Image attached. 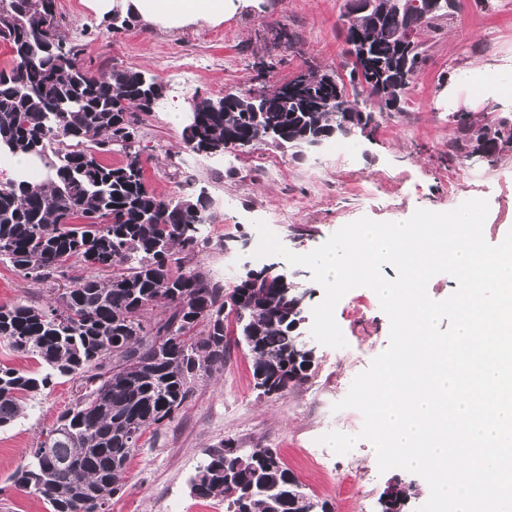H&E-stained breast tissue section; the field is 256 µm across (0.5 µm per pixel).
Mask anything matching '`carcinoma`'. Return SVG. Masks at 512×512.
Wrapping results in <instances>:
<instances>
[{"label":"carcinoma","mask_w":512,"mask_h":512,"mask_svg":"<svg viewBox=\"0 0 512 512\" xmlns=\"http://www.w3.org/2000/svg\"><path fill=\"white\" fill-rule=\"evenodd\" d=\"M415 0H400L380 24L357 16L344 32L349 81L308 69L265 90L260 102L243 94L213 112L197 102L198 121L183 129L196 153L249 148H306L318 137L357 135L341 126L329 100L341 94L357 121L373 113L348 97L376 98L385 109L401 100L409 78L424 61L423 43L409 42L402 67H393ZM18 25L3 36L11 62L0 68V157L33 153L50 159L40 182L11 179L0 193V261L23 276L51 281L79 263L89 274L40 303L0 306V339L35 358L40 373L0 366V429L24 412L21 396L36 397L55 376L78 382L79 395L12 476L19 488L41 498L49 512H109L123 489L131 456L146 432L171 423L191 397L197 379L224 367L230 343L224 306H238L237 340L254 357L255 387L271 381L293 387L308 379L307 349L294 330L304 318L300 293L284 274L229 291L222 281L190 263L199 229L211 222L208 197L162 200L148 186L143 166L109 165L99 155L113 142L137 135L139 114L163 94L154 77L114 68L96 75L78 63L82 49L61 60L55 45L57 0H0V13ZM367 46L372 75L356 80L352 57ZM303 86L297 108L288 90ZM458 135L448 153L497 161L506 152L503 133L512 117L476 124L470 113L456 119ZM276 133L266 136L267 129ZM228 440L210 449L190 482L199 498L224 500V512H308L310 497L270 448L236 456Z\"/></svg>","instance_id":"obj_1"}]
</instances>
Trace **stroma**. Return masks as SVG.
<instances>
[{
	"instance_id": "obj_1",
	"label": "stroma",
	"mask_w": 512,
	"mask_h": 512,
	"mask_svg": "<svg viewBox=\"0 0 512 512\" xmlns=\"http://www.w3.org/2000/svg\"><path fill=\"white\" fill-rule=\"evenodd\" d=\"M345 4L257 0L255 8L215 27L149 30L137 20L116 33L111 16L96 14L86 0L57 2L60 28L70 42L83 45L85 68L142 70L162 84V101L140 117L145 178L163 199L201 192L211 198L213 219L201 227L205 244L195 260L224 283L234 282L243 266H263L252 248L260 239V221L289 250L305 254L364 216L401 222L420 208L444 212L484 198L489 202L486 240L500 243L512 231V152L493 164L448 154L456 112H470L480 123L493 110L512 115V97L485 90L489 81L512 83V0H460L452 16L425 29L420 39L427 62L407 88L400 111H387L374 99L362 103V110L375 116L370 133L336 138L307 159L263 144L229 150L220 158L186 148L183 123L169 118L171 105L185 114L196 97L272 86L309 65L339 69ZM262 59L274 69L260 80L253 64ZM467 73L474 81L463 82ZM84 273L76 264L41 284L0 261V305L44 302L52 290L73 287ZM335 319L347 341L340 349L321 345L312 339L310 323L301 324L314 371L280 399L259 395L251 353L244 345H231L223 371L196 381L189 402L159 436L143 435L111 512H224L221 499L195 497L189 487L209 448L227 439L245 454L276 449L312 500L328 503L333 512H380L379 497L394 482L409 486L407 512H418L430 495L423 478L401 469L379 472L369 442L344 455L320 442L332 431H360L361 413L334 405L389 345V319L369 288L348 292ZM77 390L75 381L55 378L26 402L18 421L0 429V512H48L38 496L14 487L10 477L30 460L40 433L55 423Z\"/></svg>"
}]
</instances>
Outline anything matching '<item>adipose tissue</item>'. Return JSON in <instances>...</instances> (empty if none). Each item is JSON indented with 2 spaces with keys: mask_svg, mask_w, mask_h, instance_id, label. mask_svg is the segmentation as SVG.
Masks as SVG:
<instances>
[{
  "mask_svg": "<svg viewBox=\"0 0 512 512\" xmlns=\"http://www.w3.org/2000/svg\"><path fill=\"white\" fill-rule=\"evenodd\" d=\"M254 0H89L97 13H129L151 28L176 30L216 25L252 6Z\"/></svg>",
  "mask_w": 512,
  "mask_h": 512,
  "instance_id": "1",
  "label": "adipose tissue"
}]
</instances>
